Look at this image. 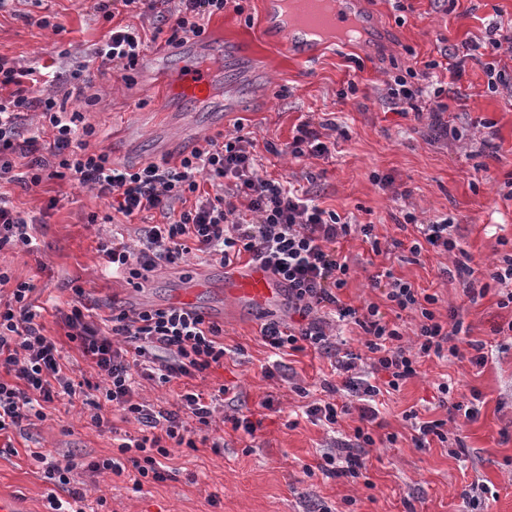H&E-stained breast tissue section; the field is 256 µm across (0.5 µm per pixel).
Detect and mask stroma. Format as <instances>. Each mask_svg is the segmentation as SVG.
Returning a JSON list of instances; mask_svg holds the SVG:
<instances>
[{"label": "stroma", "mask_w": 512, "mask_h": 512, "mask_svg": "<svg viewBox=\"0 0 512 512\" xmlns=\"http://www.w3.org/2000/svg\"><path fill=\"white\" fill-rule=\"evenodd\" d=\"M262 3L240 0L239 7L206 20L202 37L178 45L166 42L176 0H163L151 15H119L145 41L137 66L98 80L94 95L70 97L68 108L82 111L97 132L96 147L121 152L126 167L163 158L178 162L204 140L242 128L256 145L259 176L308 192L342 220L373 225L374 242L357 234L341 246L351 269L344 303L377 304L404 341H412L417 319L396 315L371 285L372 274L391 269L418 292L437 295L440 317L456 310L463 323L460 341L483 342L484 365L451 356L425 360L400 391L379 398L376 443L361 455L362 478L316 470L305 475L322 453L354 442L357 415L344 416L330 430L306 409L329 399L328 385L339 384L338 354H364L360 328L333 316L330 349L273 354L261 337L256 308L225 298L224 268L206 256L192 254L156 270L139 287L103 274L99 240L117 234L135 242L152 215L132 224H92L89 215L102 218L111 208L77 183L50 179L34 189L5 184L0 195L37 217L32 234L38 247L0 248V271L9 277L0 295L10 296L20 282L35 285L40 322L66 367L87 369L55 316L56 309L67 308L75 286L85 289L96 319L117 305H187L209 312L223 328L224 364L202 381L143 383L139 401L171 409L186 389L211 392L225 384L234 393L217 401V416L245 415L262 426L250 437L217 425L209 437L222 439L223 447L172 449L164 461L166 480L137 486L128 476L87 465L118 456L121 438L139 435L140 424L116 417L111 426H95L91 405L63 398L46 408L45 419L0 435V495L12 497L21 512H45L55 485L32 457L37 449L80 465L91 512H512V335L500 333L512 322V305L501 306L487 276L493 262L512 252V92H489L479 60H467L461 79L442 97L448 106L444 137L435 135L428 116L401 112L387 98L389 83L410 69L447 80L446 71L430 69V62L483 41L489 26L512 25V0H359V10L373 18L369 39L325 47L307 60L282 49L266 28ZM47 14L55 16L59 31L32 24V17ZM110 27L89 0H0V55L45 68L49 90L63 91ZM190 60L212 70L211 90L201 99L177 90ZM352 81L353 94L347 91ZM307 118L335 122V129L321 132L332 151L297 160L284 156L296 126ZM409 211L425 222L453 216L457 252L411 254L419 232L404 221ZM461 263L470 274L458 272ZM481 286L485 295L470 302L466 288ZM442 383L458 399L479 395L478 418L449 419L438 403ZM412 411L419 421L443 422L448 442L417 447L406 419ZM459 443L465 451L458 455ZM476 485L481 491L474 505L468 494Z\"/></svg>", "instance_id": "35a3bbf8"}]
</instances>
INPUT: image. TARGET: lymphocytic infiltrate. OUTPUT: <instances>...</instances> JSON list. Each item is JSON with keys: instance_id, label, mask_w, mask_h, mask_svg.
<instances>
[{"instance_id": "obj_1", "label": "lymphocytic infiltrate", "mask_w": 512, "mask_h": 512, "mask_svg": "<svg viewBox=\"0 0 512 512\" xmlns=\"http://www.w3.org/2000/svg\"><path fill=\"white\" fill-rule=\"evenodd\" d=\"M180 7L170 27V41L181 42L204 34L206 18L223 13L229 0H179ZM93 8L112 21L107 39L92 51V61L73 70L76 91L92 86L95 79L137 65L143 41L139 32L116 24L121 11L142 15L153 13L158 0H92ZM486 60L487 89L495 93L512 88V75L500 65L502 55L512 56V30L491 26L482 44ZM37 70L0 57V88H10L0 97V181L39 186L47 178H67L109 200L113 211L126 221L144 214H158V223L144 227L134 243L102 241L98 251L105 271L129 280L178 263L191 251L207 254L221 265L241 260L260 266L277 276L288 291V303L295 324L265 323L261 335L272 350H321L329 341L323 309H333L339 320L359 326L370 353V367L385 374V386L363 382L357 375L355 357L336 363L344 389L352 401L317 403L307 414L327 426L342 416L358 413L361 424L354 430L360 447L375 443L373 425L376 410L370 401L382 388L399 390L414 376L422 359L447 355L483 365L484 345L469 342L460 348L455 339L460 331L456 319L440 320L434 310L438 299L420 295L402 279L374 276L385 283L386 298L399 311L417 315L419 326L414 340L404 343L397 325L384 321L377 305L355 308L345 304L339 292L346 287L350 267L337 246L352 234L371 236L369 224H353L300 195L284 182L264 178L255 171V144L237 135L224 141L205 140L183 155L179 162L163 159L138 169L113 165L109 155L91 149L95 129L87 125L80 111L67 109L64 99L36 93ZM38 112L50 139L39 134H21L18 123L26 113ZM33 287L20 282L10 300L0 309V431L22 427L31 418H43V405L59 396H84L96 389L103 396L95 404L91 421L103 425L109 412L134 416L144 426L137 438H126L118 448L133 453L131 466L138 479L163 481L162 458L171 448H195L194 429L185 419L193 417L207 427L215 408L204 393L181 394L176 409L153 411L135 401L133 384L143 378L166 384L172 380L204 376L224 361L222 330L205 320L196 309L168 306L110 315L111 330H103L86 318L84 290L75 287V298L60 321L66 336L78 344L83 361L94 369L99 384L75 380L60 363L56 342L37 323L29 302ZM169 358L156 363L154 351ZM57 490L47 497L48 512H85L87 492L80 487L74 463L48 460Z\"/></svg>"}]
</instances>
